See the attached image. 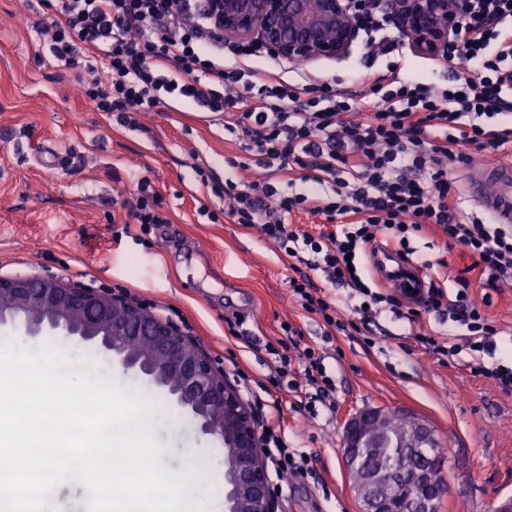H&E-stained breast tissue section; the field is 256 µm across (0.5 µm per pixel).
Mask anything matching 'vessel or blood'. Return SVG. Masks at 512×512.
<instances>
[{
    "label": "vessel or blood",
    "instance_id": "obj_1",
    "mask_svg": "<svg viewBox=\"0 0 512 512\" xmlns=\"http://www.w3.org/2000/svg\"><path fill=\"white\" fill-rule=\"evenodd\" d=\"M466 194L484 210L492 213L496 223L512 226V167L473 168L467 173ZM376 253L382 254L388 267L383 277L399 288L404 299L417 302L426 293L422 272L399 259L390 246L378 244Z\"/></svg>",
    "mask_w": 512,
    "mask_h": 512
}]
</instances>
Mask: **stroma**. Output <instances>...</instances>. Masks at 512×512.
I'll return each mask as SVG.
<instances>
[{"label":"stroma","mask_w":512,"mask_h":512,"mask_svg":"<svg viewBox=\"0 0 512 512\" xmlns=\"http://www.w3.org/2000/svg\"><path fill=\"white\" fill-rule=\"evenodd\" d=\"M49 11L45 0H0V276L54 275L83 288L110 291L148 304L191 336L228 377L252 381L268 374L267 342L280 339L289 319L302 343L321 342L316 316L288 295L286 256L254 229L224 219V199L204 191L208 174L224 179V158L239 152L235 136L207 113L144 112L133 127L94 111L73 72L51 58L35 32ZM365 52L356 43L343 60L306 62L313 73L358 89ZM148 179L167 221L141 229L126 223L136 183ZM429 263V282L454 287L469 280L472 294L499 330L497 357L512 349V284L487 286L469 256L449 245L439 228L410 240ZM248 315V335L229 333L226 315ZM374 346L363 336H336L324 361L335 393L328 404L305 409L293 393L282 396V425L290 446L315 457L314 472L288 478L279 512H360L342 464L345 420L365 406L400 408L425 420L443 448L450 493L439 512H498L512 499V393L471 373L468 353L437 360L417 342V328L435 335L448 326L422 314L419 326L388 312L374 319ZM61 347L69 362L92 361L118 385L132 372L108 355L61 334L26 335L17 322L0 325V346ZM156 436L163 464L193 468L201 497L225 512L224 449L199 435L162 389Z\"/></svg>","instance_id":"1"}]
</instances>
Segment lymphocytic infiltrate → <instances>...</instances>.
<instances>
[{
    "instance_id": "f902f5d3",
    "label": "lymphocytic infiltrate",
    "mask_w": 512,
    "mask_h": 512,
    "mask_svg": "<svg viewBox=\"0 0 512 512\" xmlns=\"http://www.w3.org/2000/svg\"><path fill=\"white\" fill-rule=\"evenodd\" d=\"M355 9L366 48L355 93L334 80L304 75L287 82L271 71L238 68L237 58L272 53L258 43L225 44L211 0H60L44 32L54 59L87 73L86 101L118 123L186 103L237 133L249 159L228 156L225 165L241 170L251 161L263 177L213 185L204 176L200 183L223 196L225 218L257 228L295 260L288 292L327 332L348 334L356 320L379 311L411 324L434 312L458 340L444 344L421 332V346L442 358L469 351L471 373L512 393V361H484L496 349L498 330L472 298L469 281L459 280L452 295L429 288L421 310L407 311L400 298L369 284L362 265L378 237L404 248L410 234L434 224L489 284L512 281V226L464 220L448 179L449 165L468 164L471 152L512 150V0H469L462 38L434 60L439 83L403 73L392 58L402 45L373 0H357ZM296 171L307 174L306 192L282 193L271 180ZM299 211L326 216L334 230L301 231L292 222ZM315 272L328 285L350 287L358 304L347 311L335 295L319 293ZM266 350L270 372L250 403L266 429L270 490L279 495L282 478L307 476L313 456L289 447L267 408H278L279 394L305 385L324 401L335 384L323 345H307L292 359L275 344Z\"/></svg>"
}]
</instances>
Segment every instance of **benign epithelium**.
Masks as SVG:
<instances>
[{
    "label": "benign epithelium",
    "mask_w": 512,
    "mask_h": 512,
    "mask_svg": "<svg viewBox=\"0 0 512 512\" xmlns=\"http://www.w3.org/2000/svg\"><path fill=\"white\" fill-rule=\"evenodd\" d=\"M354 3L213 0L220 7L224 41H256L291 62L347 58L358 38ZM382 6L398 35L429 57L441 55L449 41L461 37L468 12V0H382ZM15 318L32 336L47 331L97 342L125 369L164 388L200 433L223 445L226 512H278L269 492L258 419L235 383L190 336L141 303L54 277H0V324ZM134 341L149 347L131 350ZM387 415L385 407H367L345 422L347 471L385 440ZM404 418L400 447L408 449L413 463L374 465L366 469L363 482L352 481L362 512H437L438 501L449 494L447 481L430 479L439 457L420 454L435 439L434 430L414 415Z\"/></svg>",
    "instance_id": "obj_1"
}]
</instances>
